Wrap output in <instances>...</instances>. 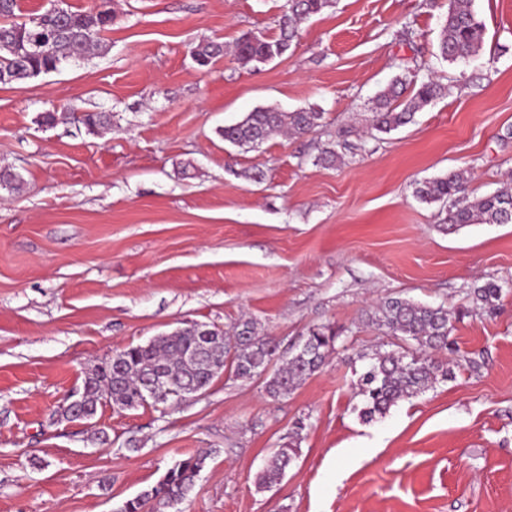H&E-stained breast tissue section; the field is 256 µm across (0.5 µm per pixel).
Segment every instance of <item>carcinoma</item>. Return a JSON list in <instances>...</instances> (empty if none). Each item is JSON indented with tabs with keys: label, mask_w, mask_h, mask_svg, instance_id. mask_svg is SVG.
I'll return each instance as SVG.
<instances>
[{
	"label": "carcinoma",
	"mask_w": 512,
	"mask_h": 512,
	"mask_svg": "<svg viewBox=\"0 0 512 512\" xmlns=\"http://www.w3.org/2000/svg\"><path fill=\"white\" fill-rule=\"evenodd\" d=\"M330 0H286L276 37L244 35L236 44L237 59L244 64H264L285 55L297 36L298 22L319 13ZM18 0H0V84L18 83L58 70L62 62L80 60L102 47L101 33L110 20V11H72L60 16L46 10L34 20H18ZM485 27L478 19L472 0H449L448 14L442 26L439 55L450 64L475 56L482 48ZM40 42L43 49L31 51ZM224 53V46L206 42L193 50L201 66ZM442 86L433 78L409 80L401 75L373 100L370 122L374 130L389 133L410 123L414 114L440 95ZM323 113L315 108L284 112L260 107L239 122L224 127L225 141L240 148H255L271 136L286 132L302 136L319 126ZM79 121L90 130L104 128L108 117L102 112H84ZM468 176L464 169L424 181L414 195L422 202L448 206V225L512 223V180L492 194L476 199L467 196ZM503 288L487 281L472 288L473 301L489 311L496 309ZM375 323L388 334L409 344V348L383 350L366 355L368 365L361 375L358 394L363 397L360 417L368 422L384 416L399 401L422 394L433 387L448 370L429 354L448 348L451 332L448 308L390 298L379 305ZM204 326L193 324L169 335L157 336L144 345H130L85 374L82 399L92 410L108 401L119 411L129 406H145L146 383L164 372L169 393L178 397L186 389L201 386L207 390L218 375L208 376L188 360L186 353L202 344L210 345V356L224 355V367L237 379L254 380L278 357L277 344L269 336L256 333L255 322L247 320L231 333L217 331L203 336ZM339 335L330 327L312 331L303 341L302 354H294L283 365L263 376L266 394L285 397L305 378L323 366L336 350ZM294 449L286 445L273 452L258 477V486L266 488L278 482L293 460ZM207 456L192 455L177 461L150 489L124 502L118 512H168L185 500L205 467Z\"/></svg>",
	"instance_id": "obj_1"
}]
</instances>
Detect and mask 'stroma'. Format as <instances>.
<instances>
[{
  "label": "stroma",
  "mask_w": 512,
  "mask_h": 512,
  "mask_svg": "<svg viewBox=\"0 0 512 512\" xmlns=\"http://www.w3.org/2000/svg\"><path fill=\"white\" fill-rule=\"evenodd\" d=\"M283 3L110 0L103 51L0 85V170L22 178L0 187V512H117L204 452L170 512H512V223L451 231L413 195L454 169L473 198L512 177V0H473L484 44L454 65L438 57L448 0H332L283 57L239 62L236 40L277 35ZM205 41L224 53L202 67ZM415 71L444 95L369 133L371 98ZM261 106L324 117L300 138L224 141ZM76 110L111 123L90 132ZM486 280L503 288L492 313L469 295ZM395 297L453 311L436 354L450 374L366 422L362 356L391 348L371 318ZM248 318L281 354L327 326L336 351L277 400L227 374L180 405L57 419L116 351ZM299 421L287 474L259 490Z\"/></svg>",
  "instance_id": "stroma-1"
}]
</instances>
